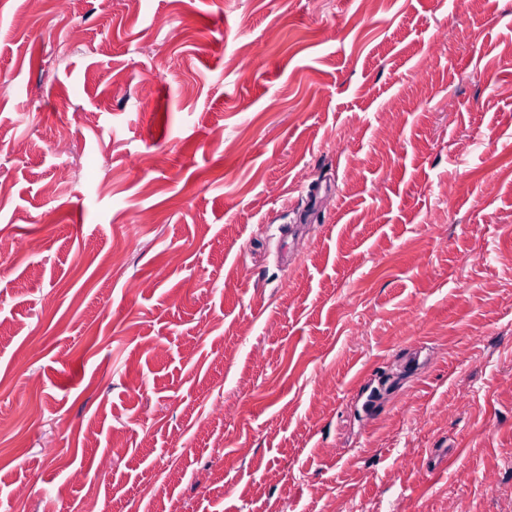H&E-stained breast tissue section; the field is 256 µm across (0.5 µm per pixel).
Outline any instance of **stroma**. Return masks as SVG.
<instances>
[{
	"label": "stroma",
	"instance_id": "35a3bbf8",
	"mask_svg": "<svg viewBox=\"0 0 512 512\" xmlns=\"http://www.w3.org/2000/svg\"><path fill=\"white\" fill-rule=\"evenodd\" d=\"M510 86L512 0H0V512H496Z\"/></svg>",
	"mask_w": 512,
	"mask_h": 512
}]
</instances>
